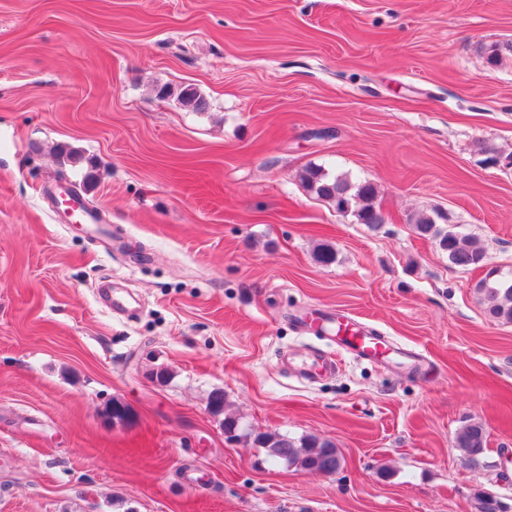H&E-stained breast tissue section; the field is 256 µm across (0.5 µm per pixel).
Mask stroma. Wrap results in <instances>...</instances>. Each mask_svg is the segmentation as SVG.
I'll return each mask as SVG.
<instances>
[{
    "instance_id": "stroma-1",
    "label": "stroma",
    "mask_w": 512,
    "mask_h": 512,
    "mask_svg": "<svg viewBox=\"0 0 512 512\" xmlns=\"http://www.w3.org/2000/svg\"><path fill=\"white\" fill-rule=\"evenodd\" d=\"M510 42L512 0H0V512H512V323L476 291L512 270ZM315 165L371 183L385 224L310 192ZM328 310L419 366L340 354L302 322ZM217 388L343 467L226 442ZM455 225L448 224V230L437 227V224L428 216H421L415 220L416 233L422 237H434L439 247L448 253L451 264L462 267H482L485 264V251L481 243L468 235L454 230ZM455 446L462 450L470 462L477 463L487 447L484 427L478 423L463 427L455 436Z\"/></svg>"
}]
</instances>
